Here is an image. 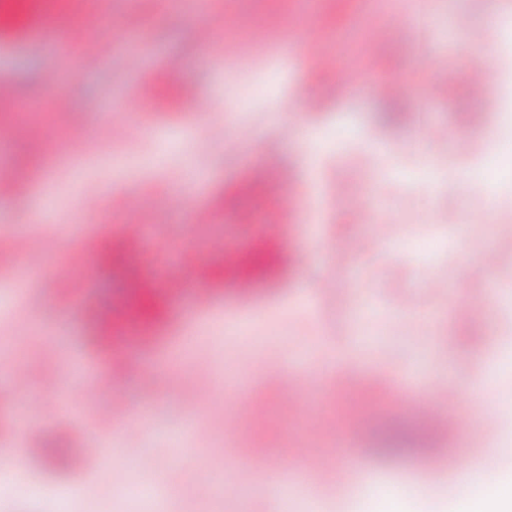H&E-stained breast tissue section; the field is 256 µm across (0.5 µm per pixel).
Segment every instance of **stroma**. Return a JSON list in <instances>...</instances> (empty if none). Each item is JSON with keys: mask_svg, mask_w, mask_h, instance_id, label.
Masks as SVG:
<instances>
[{"mask_svg": "<svg viewBox=\"0 0 512 512\" xmlns=\"http://www.w3.org/2000/svg\"><path fill=\"white\" fill-rule=\"evenodd\" d=\"M105 15L82 29L67 54L39 45L0 55V79L19 99L0 129V167L11 193L0 197V280L23 279L0 320V421L16 434L23 421L43 437L66 435L77 463L60 472L49 457L31 456L24 473L6 472L14 512H121L147 504L156 487H175L178 512H380L383 494L399 495L404 512H463L457 475L485 456L512 480V467L489 454L473 414L495 411L512 441V368L485 379L488 364L512 358V273L491 272L486 253L512 241V224L488 214L476 178L492 145L512 146V68L492 70L484 93L470 100L480 123L463 121L455 94L427 97L438 80L462 82L473 51L456 27L460 14L490 25L512 19V0H431L430 19L415 22L411 0H81ZM142 33L125 43L115 33L129 8ZM260 21L263 38L244 25ZM209 23L203 49L197 27ZM398 27L366 51L369 33ZM94 44V56L84 54ZM334 53L348 85L326 90L316 56ZM199 101L169 108L157 94L169 61ZM57 83L47 86L46 71ZM396 78L416 102L412 122L387 125L373 88ZM24 111H17V104ZM480 144L462 159L454 143ZM444 179L436 194L413 179L424 154ZM107 157L115 179L84 177L85 158ZM196 185L187 201L182 192ZM397 221L390 243L359 219L361 208ZM65 229L39 268L19 266L34 216ZM133 244L129 270L100 272L97 255L117 241ZM444 281L429 288L430 277ZM336 278V296L319 292ZM123 298L145 335L179 321L183 342L166 355L93 339L92 313ZM107 350L135 359L117 383L84 381L73 361ZM356 370L359 382L447 380L459 427L441 431L445 455L378 454L376 429L416 431L411 392L392 387L368 410L359 435L325 433L341 407L328 382L289 401L274 392L270 368ZM272 407L266 429L254 418H230L241 392ZM118 402L140 432L102 415ZM39 414L23 417L27 405ZM124 447L136 476L119 489L92 463L100 437ZM337 448L345 455L346 490L329 497L310 473L296 475L289 497L239 479L241 448L271 449L289 470L291 450ZM418 482L409 492L407 482ZM80 490L53 500L54 488Z\"/></svg>", "mask_w": 512, "mask_h": 512, "instance_id": "stroma-1", "label": "stroma"}]
</instances>
